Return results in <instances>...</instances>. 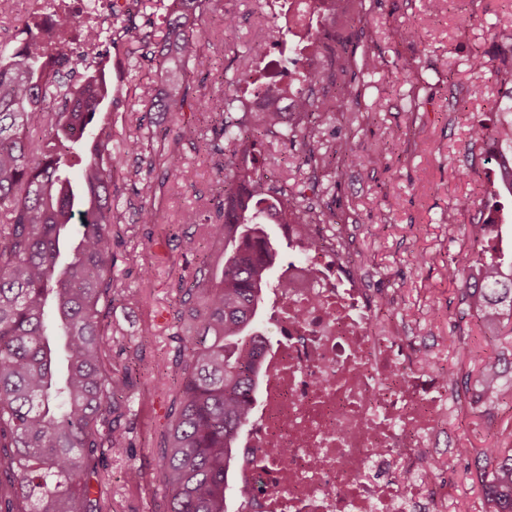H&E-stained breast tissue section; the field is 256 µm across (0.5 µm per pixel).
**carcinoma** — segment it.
I'll list each match as a JSON object with an SVG mask.
<instances>
[{
	"label": "carcinoma",
	"instance_id": "obj_1",
	"mask_svg": "<svg viewBox=\"0 0 512 512\" xmlns=\"http://www.w3.org/2000/svg\"><path fill=\"white\" fill-rule=\"evenodd\" d=\"M166 23L162 41L154 33L115 16L112 36L127 54L154 46L165 87L183 91L153 93L141 87L148 112L205 111L200 98L189 99L186 84L199 54L198 21L216 9V0H136ZM18 50L0 43V512H103L102 493L112 454L125 449L127 427L118 398L131 386L132 367L142 350L112 367L109 309L112 277V230L121 223L115 174L124 155L164 160L167 173L182 165L179 152L157 140L141 123V134L116 139L112 124L96 121L112 96L101 63L70 84L41 68L40 34L29 27ZM339 71H313L307 83L322 80L335 87L316 97L293 90L298 122L288 127L280 99L288 85L264 89L263 75L244 68L233 78L238 87L265 90L262 114L254 116L237 98L224 99L208 145L224 170L221 219L210 235L224 242L220 280L195 276L184 292L177 320L195 329L173 360L180 384L161 434L159 479L167 512H227V492L247 493L237 476L236 444L246 426L257 388V337L262 303L273 286L278 251L265 225L279 220L297 224H334L332 211L302 207L288 185L274 182L259 163L256 146L271 133L300 135L306 164L339 176L352 160L348 143L336 145L317 129L348 111L360 89L346 74L349 58H337ZM40 131L34 137L31 130ZM471 149L499 169L494 195L512 197V168L483 150L488 129L469 128ZM81 150L88 155L76 178L65 164ZM80 226L72 236V225ZM498 228L478 218L467 236L482 244L477 257L464 252L449 265L461 277L462 301L490 331L512 320V256L496 251ZM512 366H482L478 383L495 402L508 386ZM480 478L486 512H512V428H504L491 448H464Z\"/></svg>",
	"mask_w": 512,
	"mask_h": 512
}]
</instances>
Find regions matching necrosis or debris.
Segmentation results:
<instances>
[{
  "label": "necrosis or debris",
  "mask_w": 512,
  "mask_h": 512,
  "mask_svg": "<svg viewBox=\"0 0 512 512\" xmlns=\"http://www.w3.org/2000/svg\"><path fill=\"white\" fill-rule=\"evenodd\" d=\"M20 24L44 19L42 61L65 63L58 43L92 53L93 33L127 0H20ZM273 27L253 59L317 61L316 35L340 16L339 0H271ZM73 15L76 27L57 19ZM295 256L280 266L263 305L279 326L262 355L265 376L238 441L245 512H442L434 450L446 432V374L387 318L345 250L321 224L283 227Z\"/></svg>",
  "instance_id": "1"
}]
</instances>
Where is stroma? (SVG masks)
I'll return each mask as SVG.
<instances>
[{
  "label": "stroma",
  "instance_id": "35a3bbf8",
  "mask_svg": "<svg viewBox=\"0 0 512 512\" xmlns=\"http://www.w3.org/2000/svg\"><path fill=\"white\" fill-rule=\"evenodd\" d=\"M365 4L364 16L340 18L336 33L345 56L357 60L371 48L381 55L383 67L360 74L358 102L319 129L323 140L348 141L361 163L346 164L339 181L319 178L302 165L300 145L271 134L263 146L266 171L292 186L320 180V191L305 193L301 206L335 212L334 229L364 258L366 280L392 297L395 313L411 335L434 337L433 355L440 366L468 368V359L451 343L459 334L479 344L484 357L512 360V340L485 333L478 319L466 314L459 282L448 272L463 248L465 227L477 220L488 201L483 188L494 177L490 166L480 163L469 175L459 172L470 152L469 124H485L499 150L512 148V110L497 108L501 98L512 99V82L496 80L489 69L501 50L512 46V0H449L443 12L431 15L425 11L426 0ZM220 5L199 23L201 53L190 76L193 95L215 106L223 105L230 78L248 63L251 47L263 36L258 0H220ZM226 9L237 16L229 30L222 20ZM398 27L409 31L407 41L394 39ZM477 52L487 60L486 68L472 67ZM155 79L147 62L135 80H120L123 117L115 126L120 136L138 135L137 120L144 111L138 87ZM151 118L159 139L177 142L183 168L175 179L159 166L151 173L157 187L153 224L138 223L142 199L125 180L139 159L125 157L116 174L128 232L112 242L117 257L112 328L125 345L110 347L108 354L120 367L126 347L143 341L147 349L128 393L130 433L125 451L112 458L104 512H152L153 506L165 503L157 448L171 396L158 379L179 343L178 289L191 287L200 265L216 275L224 267V246L206 230L219 207L223 177L207 147L211 119L197 112H155ZM464 197L471 200L466 210L458 206ZM190 212L196 216L192 224L184 221ZM492 413L489 419L478 417L468 402H461L448 420L460 447L493 443L512 424V396L495 402ZM132 466L145 476L140 485L125 482ZM437 475L450 491L447 512H483L479 485L468 474L465 459L451 457Z\"/></svg>",
  "mask_w": 512,
  "mask_h": 512
}]
</instances>
